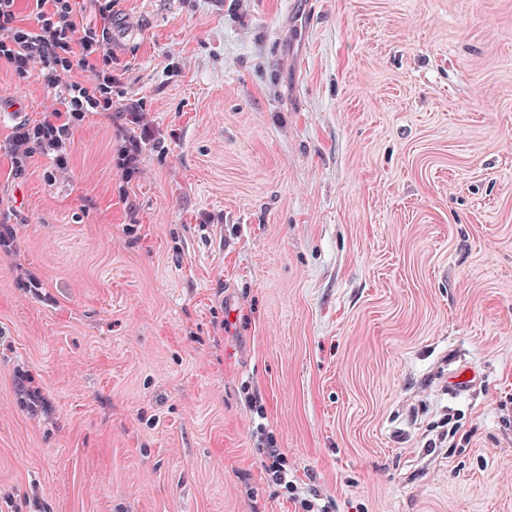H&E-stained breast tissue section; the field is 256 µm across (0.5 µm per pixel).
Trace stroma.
Masks as SVG:
<instances>
[{"label": "stroma", "instance_id": "35a3bbf8", "mask_svg": "<svg viewBox=\"0 0 512 512\" xmlns=\"http://www.w3.org/2000/svg\"><path fill=\"white\" fill-rule=\"evenodd\" d=\"M288 2L116 0L124 190L95 114L12 170L0 66V512H512V0ZM249 403L255 409L258 421L254 419L256 430V443L257 448H261L263 456V465L266 474L269 476L273 485L279 486L288 490L292 487V481L288 480V469L286 467L283 453L277 447L274 437L266 428V424L262 422L264 418L263 408L257 403L258 397L252 396L249 398Z\"/></svg>", "mask_w": 512, "mask_h": 512}]
</instances>
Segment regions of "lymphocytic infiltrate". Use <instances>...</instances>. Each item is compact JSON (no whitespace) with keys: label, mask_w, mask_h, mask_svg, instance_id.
Here are the masks:
<instances>
[{"label":"lymphocytic infiltrate","mask_w":512,"mask_h":512,"mask_svg":"<svg viewBox=\"0 0 512 512\" xmlns=\"http://www.w3.org/2000/svg\"><path fill=\"white\" fill-rule=\"evenodd\" d=\"M114 0H0V65L21 78L37 73L61 103L42 121L13 127L11 164L24 170L38 154L67 172L76 128L96 114L116 127L115 166L123 182L140 173L148 128L137 104H116L112 90Z\"/></svg>","instance_id":"1"}]
</instances>
